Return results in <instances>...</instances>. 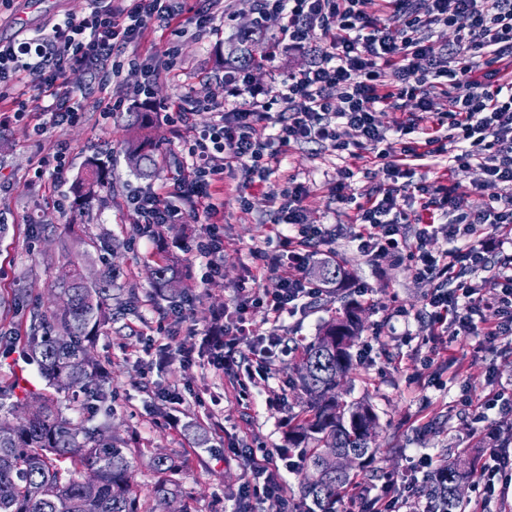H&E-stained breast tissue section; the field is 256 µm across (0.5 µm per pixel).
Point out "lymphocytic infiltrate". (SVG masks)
Wrapping results in <instances>:
<instances>
[{
	"label": "lymphocytic infiltrate",
	"mask_w": 512,
	"mask_h": 512,
	"mask_svg": "<svg viewBox=\"0 0 512 512\" xmlns=\"http://www.w3.org/2000/svg\"><path fill=\"white\" fill-rule=\"evenodd\" d=\"M260 14H273L278 46L315 45L318 58L307 68L288 72L269 87L253 84L248 68L224 74L222 98L183 93L173 104H154L151 86L159 76L145 69L135 96L157 106L174 126L193 129L188 160L162 191L130 196L128 208L142 230L158 224H197V256L205 258V278L224 271L222 225L224 175L239 172L243 184L268 181L292 146L331 141L336 154L367 160L386 171V183L364 198L348 194L352 167H344L336 198L354 211L353 238L370 259L390 258L408 265L415 279L434 281L424 304L432 346L430 360L450 361V347L461 337H480L481 349L512 342V0H256ZM224 0H92L88 15L54 24L49 33L20 43L0 44V100H8L22 77L33 94L0 114V124L23 118L40 102L37 132L78 121L86 92L68 87L67 76L88 75L91 85L120 82L125 65L136 64V49L146 32L165 39L166 69L184 65L177 42L214 31L226 14ZM445 28L453 39L435 49L431 31ZM413 103L392 127L377 123L376 112ZM212 120L198 125L200 111ZM447 158L449 171L431 182H414L420 168ZM477 167L486 184L498 187L480 210L457 194L450 172ZM309 192L288 180L268 196L275 216L278 251L254 249L261 270L277 274L271 293L238 299L233 309L216 310L200 334L213 354L216 370L229 375L268 377L287 355L277 332L254 335L250 311L263 309L268 320L303 311L329 295L326 283L309 279L305 267L331 231L308 223ZM416 200L418 211L403 204ZM447 223L435 221L437 213ZM444 236L446 249L427 251L428 241ZM489 273L492 291L478 288L472 274ZM496 313L495 320L483 317ZM253 347L255 367L244 370L234 347ZM459 403L474 422L491 410L512 414V386L492 388L481 401L463 396ZM439 470L430 455L412 458L408 474L386 477L380 494L365 498L353 489L350 512H422L424 487ZM512 484V452L490 449L477 469V494L460 512H484L487 501L503 499Z\"/></svg>",
	"instance_id": "obj_1"
}]
</instances>
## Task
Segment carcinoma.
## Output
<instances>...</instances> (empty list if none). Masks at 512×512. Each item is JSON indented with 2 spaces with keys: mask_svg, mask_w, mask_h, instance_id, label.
Returning <instances> with one entry per match:
<instances>
[{
  "mask_svg": "<svg viewBox=\"0 0 512 512\" xmlns=\"http://www.w3.org/2000/svg\"><path fill=\"white\" fill-rule=\"evenodd\" d=\"M237 40L240 55L225 59L227 68L248 64L259 45L253 27L241 29ZM129 127L126 163L136 174L150 178L157 162L147 134V113H130ZM105 169L99 158L88 160L74 187L82 202L99 200L110 190ZM69 263L70 279L54 284L62 305L30 312L26 356L37 362L50 391L27 392L19 399L15 390L20 379L0 386V426L10 428L0 437V512H166L172 499L182 502V512H192L176 478L182 470L177 456L150 457L147 466L155 479L144 494L133 479L131 450L121 447L111 425L92 424L93 414L106 403L111 382L92 348L98 333L112 324V276L107 270L89 283L82 276V259L76 256ZM152 275L155 284L170 291L180 282L177 264L166 256L154 262ZM362 329L355 310L347 307L301 346L302 370L296 375L306 410L288 436V452L298 456L305 468L297 512H337V503L354 481L352 471L338 473L329 465L323 449L354 452L355 469L363 470L374 460L377 416L366 399L343 397L353 366L351 350ZM11 416L16 420H9ZM87 469L98 476L94 495L85 493L79 479ZM464 479L465 473L447 463L440 476L427 484V496L448 502L443 512H458L457 488Z\"/></svg>",
  "mask_w": 512,
  "mask_h": 512,
  "instance_id": "1",
  "label": "carcinoma"
}]
</instances>
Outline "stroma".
<instances>
[{
    "mask_svg": "<svg viewBox=\"0 0 512 512\" xmlns=\"http://www.w3.org/2000/svg\"><path fill=\"white\" fill-rule=\"evenodd\" d=\"M233 21L217 33L185 40L179 53L182 69L161 71L153 86L157 101H170L187 90L200 97L224 93L221 60L230 52L239 28L256 21L253 0H233ZM90 0H0V43L30 38L65 17L89 12ZM39 114L0 128V177L11 180L10 191L0 192V218L8 229L0 234V300L11 301L18 289H29L25 310L0 309V351L23 347L28 310L47 307L54 300L51 286L67 269L63 246L73 253L88 252L87 274L112 272V305L120 314L97 340L94 353L112 373L109 387L112 415H95V423L111 420L113 432L124 445L136 449L135 481L153 482L146 465L151 453L167 452L183 462L184 490L192 497L193 512H240L238 490L249 478L245 452L250 448L281 449L288 445L287 418L305 401L294 386L293 357H285L273 376L249 384L246 405L236 401L238 385L210 363L199 348L190 326L209 324L215 309L233 306L241 291H274L275 274L253 278L250 251L266 247L272 220L266 194L271 186L296 177L315 197L309 213L312 224L342 225L344 232L323 249L342 257L349 276L346 287L295 316H282L278 329L292 341L318 335L323 323L348 305L350 289L364 288L363 331L352 348L353 370L347 385L353 397L365 396L378 416V448L373 472H361L366 486L378 490L382 475L399 476L409 470L412 457L429 454L435 460L457 459L467 478L465 498L477 489L473 473L483 453L477 426L460 414L456 400L462 390L481 397L490 384L512 383V350H478V339L467 336L455 345L454 360L424 365L428 334L424 300L431 281L416 280L406 267L390 269L388 260L376 262L362 256L352 238V210L337 202L334 187L344 166L331 143L300 144L283 155L281 166L268 184L243 185L239 175L226 174L224 183V274L202 282L205 261L182 250L183 242L198 234L196 224L159 225V239L140 237L127 208V198L137 192L156 191L165 183L175 157L181 154L190 132L174 137L169 125L156 120V149L162 157L154 178L144 179L122 163V142L127 136V115L103 114L88 105L75 124L37 136L33 127ZM71 149L65 172L56 181L33 176L38 160L52 154L58 141ZM114 159L109 170L112 191L104 199L84 206L74 215L73 186L91 155ZM249 203L240 206L236 194ZM166 243L171 259L182 271L188 293L172 303L165 290L154 287L149 268L159 243ZM407 309L408 317L394 316V308ZM187 319L177 322L175 309ZM385 341V350L363 354L373 337ZM170 344L167 364L155 365L144 349L148 339ZM178 411L183 429L165 426L166 414Z\"/></svg>",
    "mask_w": 512,
    "mask_h": 512,
    "instance_id": "obj_1",
    "label": "stroma"
}]
</instances>
